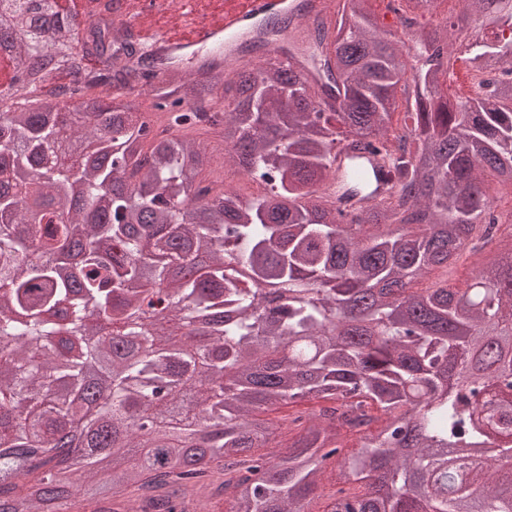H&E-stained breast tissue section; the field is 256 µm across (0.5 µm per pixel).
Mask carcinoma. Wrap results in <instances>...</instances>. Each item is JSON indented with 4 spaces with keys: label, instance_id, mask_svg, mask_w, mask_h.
I'll list each match as a JSON object with an SVG mask.
<instances>
[{
    "label": "carcinoma",
    "instance_id": "obj_1",
    "mask_svg": "<svg viewBox=\"0 0 512 512\" xmlns=\"http://www.w3.org/2000/svg\"><path fill=\"white\" fill-rule=\"evenodd\" d=\"M464 9L512 29V0ZM72 18L0 9L24 76L0 93V505L311 512L332 475L329 512H512V233L482 186L490 169L512 197V39L467 45L474 70L508 67L452 104L458 30L390 40L371 0L316 21L314 74L159 76L148 44ZM401 112L413 127L392 135ZM342 143L384 146L396 176L346 224L322 193ZM215 163L266 191L242 199ZM73 244L67 271L53 255ZM465 256V287L414 288ZM305 402L286 451L261 453L281 429L262 414ZM77 426L90 451L72 458Z\"/></svg>",
    "mask_w": 512,
    "mask_h": 512
}]
</instances>
